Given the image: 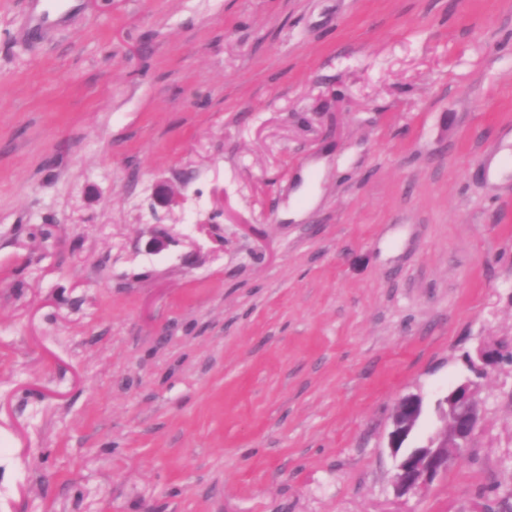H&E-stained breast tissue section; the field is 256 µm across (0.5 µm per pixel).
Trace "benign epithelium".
I'll use <instances>...</instances> for the list:
<instances>
[{
	"label": "benign epithelium",
	"mask_w": 512,
	"mask_h": 512,
	"mask_svg": "<svg viewBox=\"0 0 512 512\" xmlns=\"http://www.w3.org/2000/svg\"><path fill=\"white\" fill-rule=\"evenodd\" d=\"M481 384L466 379L437 405L439 417L447 422V432L431 438L428 444L400 455L398 439L408 437L418 425L422 414V398L411 395L403 398L393 417L389 436L391 453L397 458L393 476L394 491L399 496L424 490L437 476L448 470V463L460 450L467 447L479 427L482 415L479 409Z\"/></svg>",
	"instance_id": "benign-epithelium-1"
}]
</instances>
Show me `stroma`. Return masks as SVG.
<instances>
[{
	"label": "stroma",
	"instance_id": "stroma-1",
	"mask_svg": "<svg viewBox=\"0 0 512 512\" xmlns=\"http://www.w3.org/2000/svg\"><path fill=\"white\" fill-rule=\"evenodd\" d=\"M496 348L512 0H0V512H488L511 363L388 437ZM480 391L481 384L470 378L451 390L448 397L437 405L439 417L447 422V432L430 438L426 446L413 448L404 457L399 455L403 443L399 444L398 439H406L418 425L422 398L411 395L400 401L389 436L391 453L398 458L393 476L397 495H411L424 490L437 476L446 472L448 463L469 445L482 419Z\"/></svg>",
	"mask_w": 512,
	"mask_h": 512
}]
</instances>
